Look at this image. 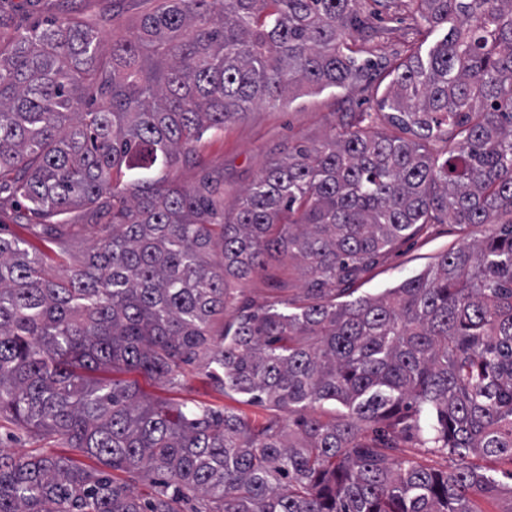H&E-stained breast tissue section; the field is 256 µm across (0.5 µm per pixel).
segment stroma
<instances>
[{
    "instance_id": "stroma-1",
    "label": "stroma",
    "mask_w": 512,
    "mask_h": 512,
    "mask_svg": "<svg viewBox=\"0 0 512 512\" xmlns=\"http://www.w3.org/2000/svg\"><path fill=\"white\" fill-rule=\"evenodd\" d=\"M147 0H0V12L12 16L15 26L24 27L47 18L74 15L99 24L105 37L131 34ZM356 8L367 16L371 29L359 41L361 58L371 60L372 70L363 83L343 89L312 92L254 108L242 120L225 124L222 134L204 137L196 157L181 160L174 178L192 186L204 173L224 177V205L232 207L238 193L247 187L273 159L284 157L297 145H321L336 129L354 124L359 113L379 110V80L385 66L405 56L410 46L426 39L424 22L413 18L406 0H357ZM482 229H461L454 224H436L406 240L399 248L379 258L377 264L356 284L357 295H377L406 278L419 274L440 253L472 242ZM127 380L136 382L149 399L176 403H207L228 407L258 422L268 414L266 407L248 403L236 394L225 395L208 383L200 364L183 366L179 383L164 384L134 371ZM73 456L77 465H91V458L73 454L62 438L37 439L13 423L0 419V451L19 454L31 450Z\"/></svg>"
}]
</instances>
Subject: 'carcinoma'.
<instances>
[{"label":"carcinoma","instance_id":"cac0c4a2","mask_svg":"<svg viewBox=\"0 0 512 512\" xmlns=\"http://www.w3.org/2000/svg\"><path fill=\"white\" fill-rule=\"evenodd\" d=\"M104 51L80 18L0 41V211L79 263L51 276L0 235V418L97 460L0 452V512H484L512 464V0H409L443 36L387 66L371 121L268 164L224 210V178L172 171L256 104L365 77L355 0H153ZM410 133L413 138L405 137ZM445 137V157L431 143ZM491 225L374 296L354 284L441 221ZM297 257L303 296L268 268ZM271 280L265 305L233 281ZM232 310L229 320L224 312ZM205 354L232 409L152 403L100 370L177 384ZM425 430L458 462L406 454ZM158 476L146 499L107 470ZM404 447L407 448L410 455L427 468L445 470L453 465L446 456L433 453L428 448H423L420 436L415 432L405 439Z\"/></svg>","mask_w":512,"mask_h":512}]
</instances>
